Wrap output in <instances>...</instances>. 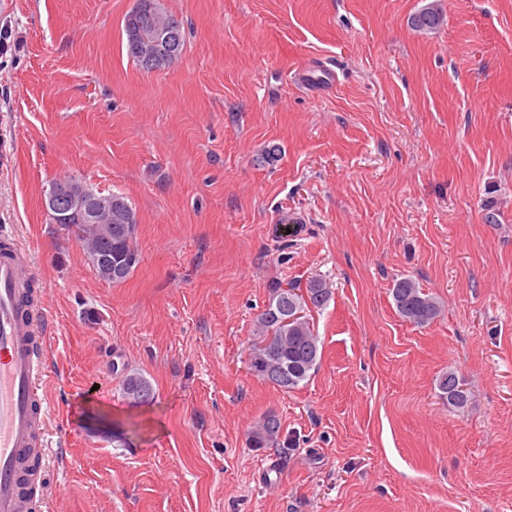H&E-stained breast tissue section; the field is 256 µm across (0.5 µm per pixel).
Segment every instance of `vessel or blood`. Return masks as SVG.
<instances>
[{"label": "vessel or blood", "mask_w": 512, "mask_h": 512, "mask_svg": "<svg viewBox=\"0 0 512 512\" xmlns=\"http://www.w3.org/2000/svg\"><path fill=\"white\" fill-rule=\"evenodd\" d=\"M296 82L324 95L336 85L333 68L318 62L301 67ZM30 257L0 229V512H32L19 484L21 458L45 456L51 400L38 381L51 341L45 315L24 303L22 275Z\"/></svg>", "instance_id": "obj_1"}]
</instances>
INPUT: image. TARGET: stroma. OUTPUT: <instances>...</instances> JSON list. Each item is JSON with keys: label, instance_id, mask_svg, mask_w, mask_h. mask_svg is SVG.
<instances>
[{"label": "stroma", "instance_id": "stroma-1", "mask_svg": "<svg viewBox=\"0 0 512 512\" xmlns=\"http://www.w3.org/2000/svg\"><path fill=\"white\" fill-rule=\"evenodd\" d=\"M426 2L162 0L185 47L146 72L135 0H0V226L52 323L49 512H512V0H438L421 33ZM314 58L339 77L323 97L294 79ZM65 176L131 202L126 281L49 221ZM314 277L320 365L285 393L248 368L253 322ZM401 277L430 324L397 314ZM270 411L280 446L250 447ZM444 21V14L436 2L425 4L410 17V24L417 31H436ZM132 11L133 10H131L125 16V19H124V34H125V40H126L127 55L134 62H136V64L142 70L147 71V72L155 70V69H159V68H162L165 66H169V65L173 64L174 62H176L180 58V56L183 52L184 45H185V30H184L182 21L179 20L181 28L178 33V38H177V40L174 41V44H173L174 45L173 46V51H174L173 58L170 59L169 62H164L162 64L153 62L151 65H149L148 61L145 60V54L143 53V48L141 47L140 43H138V41L134 37H132L133 34H132V31L130 28L131 23L134 24L135 28H137V24L132 21L133 20L131 17ZM391 295L401 318L416 326L430 324L441 313L439 302L409 277L394 280ZM120 387L123 397L131 406L146 405L153 400V387L139 372H127L120 380ZM448 383H452L449 387ZM457 375L454 371L449 370L442 374L438 381V389L444 399L448 400V404L454 407H463L469 401V392L462 388Z\"/></svg>", "mask_w": 512, "mask_h": 512}]
</instances>
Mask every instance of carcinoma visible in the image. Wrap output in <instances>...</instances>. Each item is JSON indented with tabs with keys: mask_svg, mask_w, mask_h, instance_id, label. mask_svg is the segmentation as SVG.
<instances>
[{
	"mask_svg": "<svg viewBox=\"0 0 512 512\" xmlns=\"http://www.w3.org/2000/svg\"><path fill=\"white\" fill-rule=\"evenodd\" d=\"M444 14L435 2L422 6L410 17L411 26L417 31H436L444 25ZM131 15L124 19L127 55L144 71L167 66V63H148L140 43L132 37ZM114 201L112 223L92 226L81 214L69 219V228L77 234L96 273L104 280L119 283L125 281L139 263L134 243L137 224L136 212L127 198L112 194ZM332 295L329 283L313 277L301 288L295 284L286 287L277 283L272 286L268 303L254 320L255 339L249 348L248 365L258 379L283 392L297 388L311 376L321 358L319 337L304 311L320 309ZM391 295L398 314L404 320L426 326L441 313L439 302L424 292L409 277L394 280ZM122 395L131 406H142L153 400L150 382L139 372H127L120 380ZM438 389L448 404L463 407L469 401V392L461 387L454 371L442 374ZM281 421L268 412L256 421L249 433L253 448H273L280 444Z\"/></svg>",
	"mask_w": 512,
	"mask_h": 512,
	"instance_id": "1",
	"label": "carcinoma"
}]
</instances>
